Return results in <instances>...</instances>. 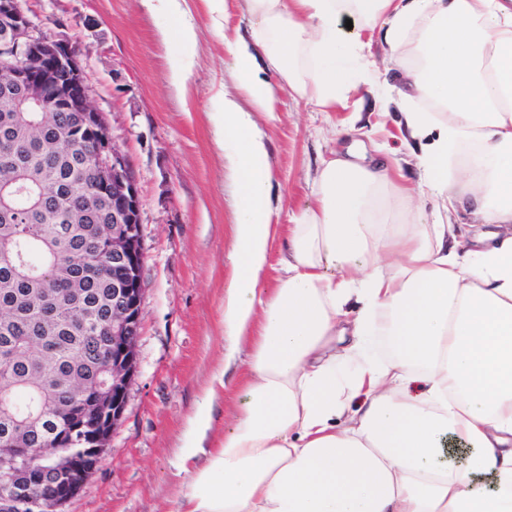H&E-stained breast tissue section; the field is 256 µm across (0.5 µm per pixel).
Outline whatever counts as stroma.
Wrapping results in <instances>:
<instances>
[{"mask_svg": "<svg viewBox=\"0 0 512 512\" xmlns=\"http://www.w3.org/2000/svg\"><path fill=\"white\" fill-rule=\"evenodd\" d=\"M49 37L83 51L91 101L106 131L128 156L141 198L145 298L138 369L123 417L93 477L65 512H176L187 477L180 450L189 418L218 368L228 387L212 411L210 442L224 436L237 413L243 369L225 367L230 340L221 325L229 285L233 228L239 203L234 157L218 144L212 121L218 95L240 100L239 78L224 38L247 32L238 0H229L224 27L212 24L203 0H185L196 49L191 77L179 85L172 64L180 54L170 17L149 0H23ZM274 174L277 233L269 246L267 287L281 276L278 260L288 228L311 200L319 157L354 144L386 143L382 159L419 174V145L403 143L398 110L383 113L373 96L355 95L349 109L322 113L280 92L274 115L252 112ZM341 131L336 141L321 135Z\"/></svg>", "mask_w": 512, "mask_h": 512, "instance_id": "stroma-1", "label": "stroma"}]
</instances>
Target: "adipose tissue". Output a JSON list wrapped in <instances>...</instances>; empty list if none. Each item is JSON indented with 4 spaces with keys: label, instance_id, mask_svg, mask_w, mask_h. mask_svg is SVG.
Segmentation results:
<instances>
[{
    "label": "adipose tissue",
    "instance_id": "ef3b65f1",
    "mask_svg": "<svg viewBox=\"0 0 512 512\" xmlns=\"http://www.w3.org/2000/svg\"><path fill=\"white\" fill-rule=\"evenodd\" d=\"M242 8L251 42L224 46L253 108L275 112L281 88L329 112L368 89L422 143L420 186L437 206L425 216L366 154L321 159L285 275L266 288L273 173L248 113L222 100L213 119L239 207L221 323L252 353L217 447L201 441L224 372L190 420L176 512H512V0ZM373 31L402 88L376 84ZM260 54L279 85L260 75Z\"/></svg>",
    "mask_w": 512,
    "mask_h": 512
}]
</instances>
